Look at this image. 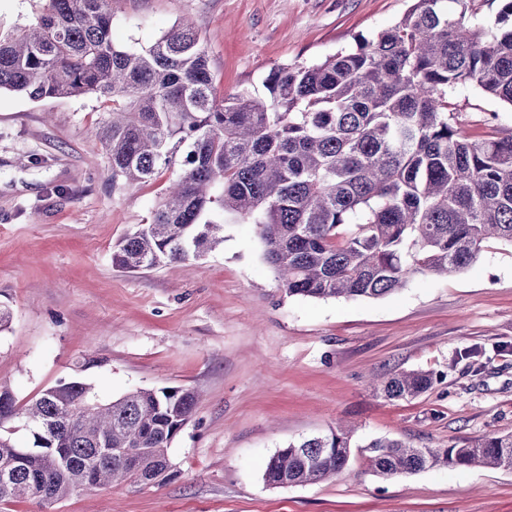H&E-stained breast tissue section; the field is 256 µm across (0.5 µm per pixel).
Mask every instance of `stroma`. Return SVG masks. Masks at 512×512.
Wrapping results in <instances>:
<instances>
[{
  "label": "stroma",
  "mask_w": 512,
  "mask_h": 512,
  "mask_svg": "<svg viewBox=\"0 0 512 512\" xmlns=\"http://www.w3.org/2000/svg\"><path fill=\"white\" fill-rule=\"evenodd\" d=\"M409 0H113L112 40L141 48L185 17L206 45L217 94H264L279 64H311L394 25ZM452 100L469 132L512 106L471 88ZM96 95L32 101L0 91V387L17 404L60 381L99 400L135 388H193L202 399L161 486L72 495L48 510L0 512H512V469L457 468L382 479L362 447L398 438L462 446L512 433V248L488 243L468 270L412 278L379 299L291 296L265 261L255 225L224 227L195 266L124 272L112 248L151 218L173 173L113 184ZM423 370L411 401L372 376ZM351 423L336 478L274 488L265 464L288 443Z\"/></svg>",
  "instance_id": "stroma-1"
}]
</instances>
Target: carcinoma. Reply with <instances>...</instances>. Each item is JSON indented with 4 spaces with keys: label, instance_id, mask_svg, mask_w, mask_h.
I'll return each instance as SVG.
<instances>
[{
    "label": "carcinoma",
    "instance_id": "1",
    "mask_svg": "<svg viewBox=\"0 0 512 512\" xmlns=\"http://www.w3.org/2000/svg\"><path fill=\"white\" fill-rule=\"evenodd\" d=\"M479 0H411L373 38L313 64L274 66L266 94L216 96L192 21L151 45L112 41V0H44L27 26L0 31V90L32 101L96 94L112 102L100 129L112 183L134 188L176 170L150 221L112 249L123 269L197 261L224 225L254 224L290 296L375 299L424 274L512 246V132H469L451 100L460 86L512 106V0L494 23ZM434 376L380 381L388 399L427 392ZM197 391L139 388L107 403L61 381L27 405L0 390V502L44 506L80 490L154 485L199 402ZM29 432L12 438L9 425ZM352 431L279 449L264 481H326L348 465ZM371 469L399 477L441 468L512 469V434L459 448L365 445Z\"/></svg>",
    "mask_w": 512,
    "mask_h": 512
}]
</instances>
